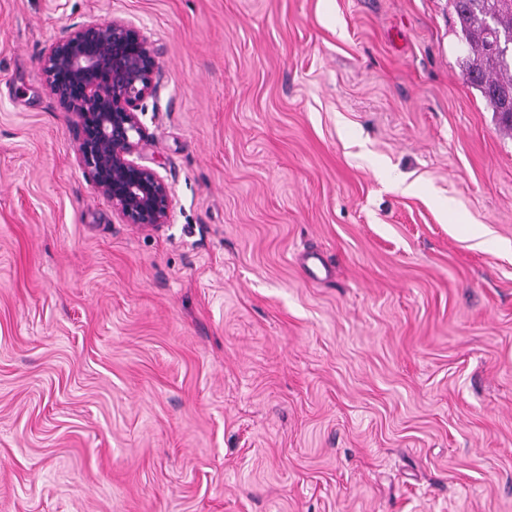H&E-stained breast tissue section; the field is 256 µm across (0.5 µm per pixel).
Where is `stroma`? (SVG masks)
<instances>
[{
    "instance_id": "1",
    "label": "stroma",
    "mask_w": 512,
    "mask_h": 512,
    "mask_svg": "<svg viewBox=\"0 0 512 512\" xmlns=\"http://www.w3.org/2000/svg\"><path fill=\"white\" fill-rule=\"evenodd\" d=\"M150 37L122 223L39 58ZM450 0H0V512H512V130Z\"/></svg>"
}]
</instances>
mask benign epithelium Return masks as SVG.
I'll use <instances>...</instances> for the list:
<instances>
[{"label": "benign epithelium", "mask_w": 512, "mask_h": 512, "mask_svg": "<svg viewBox=\"0 0 512 512\" xmlns=\"http://www.w3.org/2000/svg\"><path fill=\"white\" fill-rule=\"evenodd\" d=\"M45 88L69 117L76 151L95 191L127 224L170 223V187L135 156L147 141L139 106L157 94L151 41L114 17L68 28L42 55Z\"/></svg>", "instance_id": "1"}]
</instances>
